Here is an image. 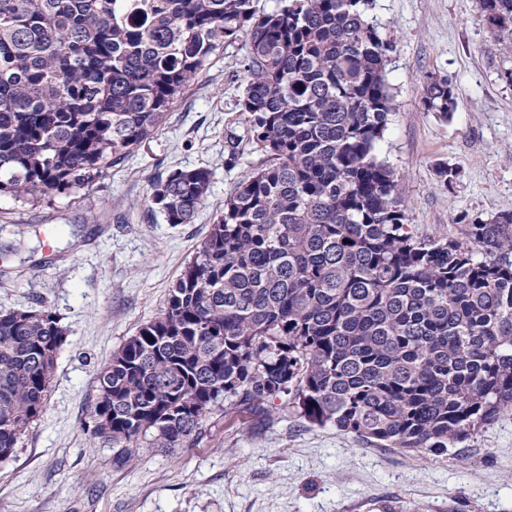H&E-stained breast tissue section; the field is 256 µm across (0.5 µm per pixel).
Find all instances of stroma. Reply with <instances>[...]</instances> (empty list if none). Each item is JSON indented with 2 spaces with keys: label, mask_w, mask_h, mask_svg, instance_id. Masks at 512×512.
<instances>
[{
  "label": "stroma",
  "mask_w": 512,
  "mask_h": 512,
  "mask_svg": "<svg viewBox=\"0 0 512 512\" xmlns=\"http://www.w3.org/2000/svg\"><path fill=\"white\" fill-rule=\"evenodd\" d=\"M369 18L393 43L394 110L378 155L414 234L459 239L465 220L512 212V84L500 77L512 46L480 0H374ZM243 55L237 45L218 54L159 132L106 177L36 205L0 198V311L46 309L68 332L42 415L0 461V512H512V413L441 456L373 448L292 418L282 396L267 402L264 425L217 411L197 445L143 448L122 466L84 431L98 369L159 316L225 197L263 162L249 148L225 162L228 132L243 130ZM430 75L454 88L451 118L422 106ZM195 167L211 170L210 194L191 223H167L152 184Z\"/></svg>",
  "instance_id": "stroma-1"
}]
</instances>
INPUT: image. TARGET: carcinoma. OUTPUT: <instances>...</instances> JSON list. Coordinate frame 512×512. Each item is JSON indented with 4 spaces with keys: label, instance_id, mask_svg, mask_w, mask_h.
<instances>
[{
    "label": "carcinoma",
    "instance_id": "1",
    "mask_svg": "<svg viewBox=\"0 0 512 512\" xmlns=\"http://www.w3.org/2000/svg\"><path fill=\"white\" fill-rule=\"evenodd\" d=\"M371 0H0V197L69 195L159 131L212 56L243 42V132L267 156L169 289L166 306L97 374L84 424L124 465L189 448L218 410L265 403L376 448L440 456L512 411V213L463 240L409 230L377 155L393 96L391 41ZM512 42V0H482ZM422 104L449 118L445 76ZM211 172L152 184L189 224ZM66 329L49 310L0 312V455L43 412Z\"/></svg>",
    "mask_w": 512,
    "mask_h": 512
}]
</instances>
